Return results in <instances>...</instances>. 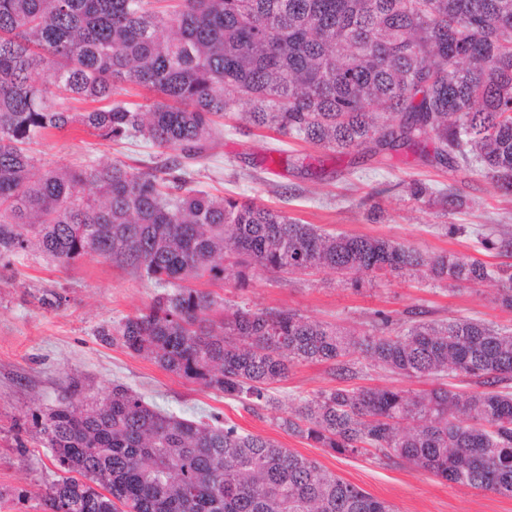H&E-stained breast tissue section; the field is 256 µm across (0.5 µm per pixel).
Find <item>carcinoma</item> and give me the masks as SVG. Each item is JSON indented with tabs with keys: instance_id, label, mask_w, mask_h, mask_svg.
<instances>
[{
	"instance_id": "obj_1",
	"label": "carcinoma",
	"mask_w": 512,
	"mask_h": 512,
	"mask_svg": "<svg viewBox=\"0 0 512 512\" xmlns=\"http://www.w3.org/2000/svg\"><path fill=\"white\" fill-rule=\"evenodd\" d=\"M161 2L0 0V259L33 249L61 266L110 260L161 292L101 325L100 342L254 414L281 409L269 385L292 368L324 364L339 385L295 398L277 417L288 434L511 497L512 329L429 321L411 308L376 312L355 334L294 310L228 308L192 282L245 288L257 271L329 270L357 284L421 272L495 281L512 309V263L330 234L247 197L196 190L190 166L245 104L252 127L333 152L477 163L512 196V0ZM135 88L157 99H116ZM56 97L103 106L71 112ZM73 125L172 154L144 170L38 166L31 145ZM481 244L512 254V231ZM370 368L461 375L482 390L358 384ZM36 435L65 473L40 497L41 512H391L267 437L216 415H173L121 383L99 402L71 379Z\"/></svg>"
}]
</instances>
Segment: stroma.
Here are the masks:
<instances>
[{
  "instance_id": "1",
  "label": "stroma",
  "mask_w": 512,
  "mask_h": 512,
  "mask_svg": "<svg viewBox=\"0 0 512 512\" xmlns=\"http://www.w3.org/2000/svg\"><path fill=\"white\" fill-rule=\"evenodd\" d=\"M273 147L284 149L286 162L269 163ZM37 150L55 165L106 159L141 169L162 157L151 142L113 144L80 126L48 137ZM193 178L197 188L212 194L249 197L328 231L383 237L425 253H454L494 265L500 258L483 249L480 234L496 224L512 230V197L498 193L479 170L437 168L412 153L385 162L338 154L238 118L225 120L207 158L194 165ZM415 180L436 191L453 189L463 207L448 211L433 201L411 200L408 185ZM282 184L289 187L284 198L277 192ZM451 224L457 233H447ZM196 285L228 304L292 309L356 332L374 312L396 316L415 307L434 320L468 317L512 328V310L498 302L493 281L467 287L403 275L350 285L330 271L286 280L259 271L243 289L204 278ZM48 291L62 296L60 307L40 305ZM156 292L152 282L97 257L65 268L35 251L0 261V512H39L41 494L59 478L50 449L35 441L34 433L38 418L54 408L73 376L99 400L121 383L180 417L219 414L243 431L316 460L387 501L394 512H512L511 497L452 485L409 465L314 447L279 428L272 413L252 414L222 393L98 340L97 327L144 309ZM328 385L325 365L311 363L295 367L270 392L286 404Z\"/></svg>"
}]
</instances>
